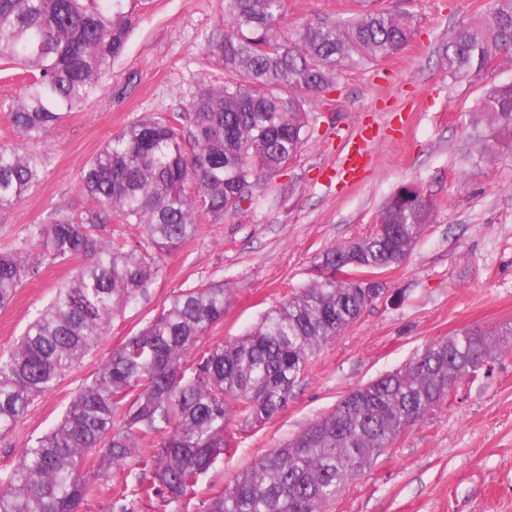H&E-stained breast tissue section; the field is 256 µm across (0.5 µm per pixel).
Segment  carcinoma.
Listing matches in <instances>:
<instances>
[{"label":"carcinoma","instance_id":"1","mask_svg":"<svg viewBox=\"0 0 512 512\" xmlns=\"http://www.w3.org/2000/svg\"><path fill=\"white\" fill-rule=\"evenodd\" d=\"M224 36L212 51L224 82H202L184 111L144 117L112 136L83 171V214L57 215L30 237L40 257L78 260L74 275L0 358V437L36 397L106 335L112 319L190 241L203 217L234 210L282 169L308 136L309 104L334 87L338 71L393 56L411 41L417 18L375 8L336 20L281 28L285 0H222ZM128 0H0V62L20 65L26 89L10 107L14 132L46 140L99 87L124 51ZM512 55V0H490L459 23L439 56L453 78L477 77ZM477 111L491 133L479 148L512 149V82L485 89ZM44 159L0 147V209L40 180ZM432 203L403 185L367 237L316 257L315 278L287 294L245 335L204 349L224 318V281L180 289L79 388L60 422L25 448L0 479V512H80L108 484L112 508L159 498L179 508L235 434L287 407L311 358L340 336L379 291L337 273L350 258L363 268L405 262ZM132 224L131 244L100 234L110 218ZM37 266L22 252L0 253V308ZM512 345V324L464 330L428 343L405 366L349 391L329 413L237 473L201 512H326L354 479L458 384ZM91 473H82L87 461ZM133 462L134 480L112 470Z\"/></svg>","mask_w":512,"mask_h":512}]
</instances>
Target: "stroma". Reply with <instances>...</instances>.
Segmentation results:
<instances>
[{
  "instance_id": "obj_1",
  "label": "stroma",
  "mask_w": 512,
  "mask_h": 512,
  "mask_svg": "<svg viewBox=\"0 0 512 512\" xmlns=\"http://www.w3.org/2000/svg\"><path fill=\"white\" fill-rule=\"evenodd\" d=\"M488 0H379L420 19L397 55L341 70L336 86L310 114V134L288 165L232 213L202 220L196 236L167 255L144 294L116 316L99 344L0 438V476L26 444L49 432L112 349L156 315L178 289L224 280L231 290L222 321L202 344L213 346L252 328L288 288L315 275L324 250L369 236L378 210L403 184L435 204L407 261L385 275L384 293L310 361L287 408L240 432L180 505L199 512L238 472L333 409L350 390L401 368L424 346L467 328L512 323V154L480 159L487 132L476 106L486 87L512 82V57L476 78L455 79L439 50L455 24L483 12ZM132 29L101 90L70 113L51 139L21 141L8 111L24 89L0 70V146L49 158L39 183L0 209V251H31L33 225L54 211L73 216L90 206L80 189L88 162L124 126L147 114L182 111L201 80L224 79L208 52L224 35L219 0H131ZM359 0H287L284 31L311 19L351 16ZM372 125L371 162L357 182L327 179L346 137ZM76 261L45 260L0 309V355L14 349L29 322L54 298ZM328 512H512V351L459 385L451 403L431 412L340 490Z\"/></svg>"
}]
</instances>
